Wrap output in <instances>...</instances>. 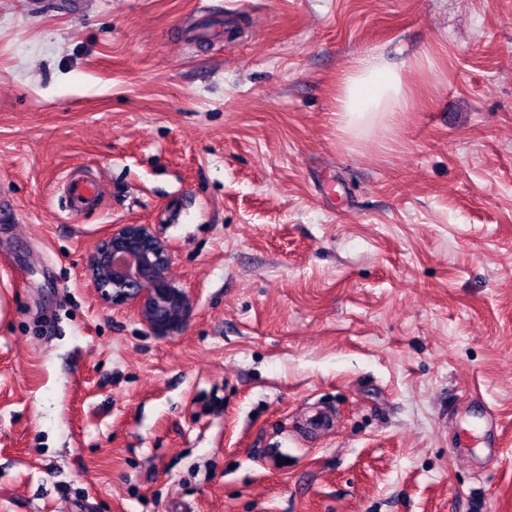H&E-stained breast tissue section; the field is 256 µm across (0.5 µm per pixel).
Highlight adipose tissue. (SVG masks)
Listing matches in <instances>:
<instances>
[{
  "label": "adipose tissue",
  "instance_id": "ef3b65f1",
  "mask_svg": "<svg viewBox=\"0 0 512 512\" xmlns=\"http://www.w3.org/2000/svg\"><path fill=\"white\" fill-rule=\"evenodd\" d=\"M410 88L405 69L383 54L358 56L336 93V126L346 135L396 129L406 110Z\"/></svg>",
  "mask_w": 512,
  "mask_h": 512
}]
</instances>
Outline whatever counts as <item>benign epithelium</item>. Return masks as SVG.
Segmentation results:
<instances>
[{
  "instance_id": "1",
  "label": "benign epithelium",
  "mask_w": 512,
  "mask_h": 512,
  "mask_svg": "<svg viewBox=\"0 0 512 512\" xmlns=\"http://www.w3.org/2000/svg\"><path fill=\"white\" fill-rule=\"evenodd\" d=\"M169 245L149 224H117L94 247L87 265L97 301L131 307L160 339L180 332L193 316L187 289L167 273Z\"/></svg>"
}]
</instances>
